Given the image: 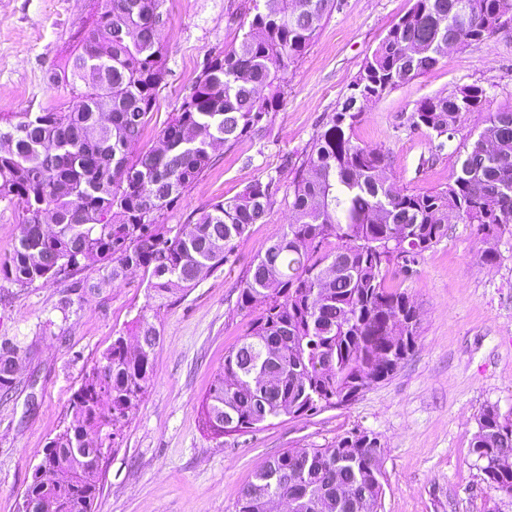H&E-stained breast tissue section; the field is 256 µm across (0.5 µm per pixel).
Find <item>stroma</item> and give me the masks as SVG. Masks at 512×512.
Instances as JSON below:
<instances>
[{
	"instance_id": "stroma-1",
	"label": "stroma",
	"mask_w": 512,
	"mask_h": 512,
	"mask_svg": "<svg viewBox=\"0 0 512 512\" xmlns=\"http://www.w3.org/2000/svg\"><path fill=\"white\" fill-rule=\"evenodd\" d=\"M414 0H343L324 19L286 73L281 103L254 132L216 146L212 167L165 212L184 224L212 202L256 179L277 178L264 223L235 245L236 261L204 273L162 309L153 380L99 467L93 512H237L254 472L291 448L323 446L352 431L381 443V512H512V495L490 489L471 452L475 418L488 404L512 415V235L501 260L480 263L471 225L449 219L448 234L411 270L391 266L390 286L405 289L420 313L415 349L389 380L349 404L258 430L212 436L201 408L224 354L255 314L237 306L251 263L292 219L295 169L313 138L393 23ZM254 0H166L159 38L169 75L135 151L157 147L160 131L189 94L210 53L237 43ZM95 0H0V114L67 110L76 101L49 74L63 65L95 12ZM478 85L486 97L455 135L481 132L489 113L512 106V24L452 50L444 64L369 104L356 143L382 149L401 190L447 182L458 164L452 146L436 151L409 118L425 97ZM84 269L20 288L0 280V341L19 348L14 386L0 391V512H20L22 496L49 441L71 420L83 377L147 302L143 273L88 293ZM70 302L68 314L58 309Z\"/></svg>"
}]
</instances>
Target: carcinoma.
<instances>
[{
	"mask_svg": "<svg viewBox=\"0 0 512 512\" xmlns=\"http://www.w3.org/2000/svg\"><path fill=\"white\" fill-rule=\"evenodd\" d=\"M166 0H97L92 23L52 83L78 99L70 111L0 115V203L21 210L22 229L0 279L27 288L98 261L102 279L147 275L150 302L135 321L137 348L118 337L75 392L70 424L50 442L43 465L61 475L33 478L22 512H92L99 472L76 451L96 435L108 451L152 381L156 312L197 285L206 270L235 262V242L262 224L275 178L255 179L172 229L165 210L212 166L211 151L247 137L278 109L284 75L342 0H261L241 40L209 55L192 91L160 132L161 146L129 158L168 75L158 41ZM512 22V0H415L368 56L313 139L293 183L292 222L251 264L238 307L263 305L224 355L204 400V424L221 436L347 405L391 378L413 351L416 308L388 285L448 234V213L476 227L478 259H500L496 241L512 223V107L455 149L459 168L428 192L397 189L382 151L353 142L364 109L435 69L442 46L482 41ZM485 90L463 86L422 101L411 125L444 150ZM17 349L0 343V390L15 380ZM471 450L490 489L512 495V418L498 406L476 418ZM381 445L351 432L325 447L290 448L266 462L242 491L238 512H380Z\"/></svg>",
	"mask_w": 512,
	"mask_h": 512,
	"instance_id": "carcinoma-1",
	"label": "carcinoma"
}]
</instances>
